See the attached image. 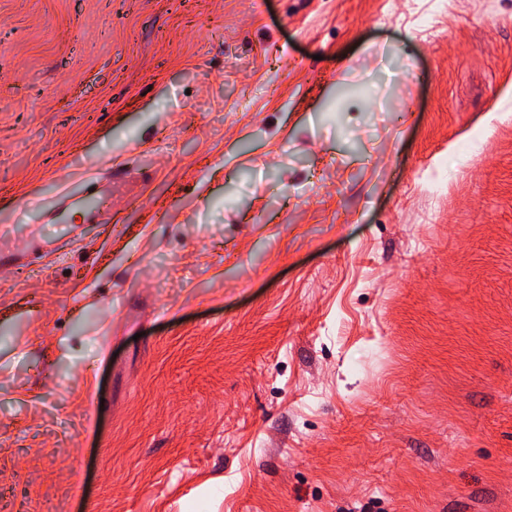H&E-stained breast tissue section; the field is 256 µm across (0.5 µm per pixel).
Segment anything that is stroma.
I'll use <instances>...</instances> for the list:
<instances>
[{"label": "stroma", "mask_w": 512, "mask_h": 512, "mask_svg": "<svg viewBox=\"0 0 512 512\" xmlns=\"http://www.w3.org/2000/svg\"><path fill=\"white\" fill-rule=\"evenodd\" d=\"M0 250V512H512V0H0Z\"/></svg>", "instance_id": "stroma-1"}]
</instances>
